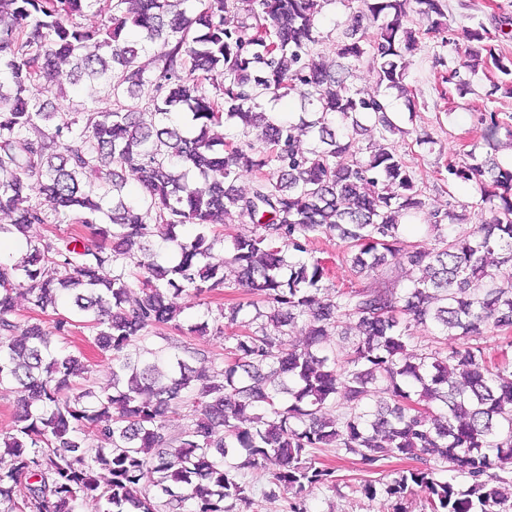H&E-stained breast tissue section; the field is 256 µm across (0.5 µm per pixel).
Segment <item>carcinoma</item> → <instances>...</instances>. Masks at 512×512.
Masks as SVG:
<instances>
[{
	"instance_id": "carcinoma-1",
	"label": "carcinoma",
	"mask_w": 512,
	"mask_h": 512,
	"mask_svg": "<svg viewBox=\"0 0 512 512\" xmlns=\"http://www.w3.org/2000/svg\"><path fill=\"white\" fill-rule=\"evenodd\" d=\"M0 0V237L26 241L20 257L0 259V385L18 394L12 433L0 434V504L9 512H73L81 499L98 512H243L252 488L244 468H272L266 499L284 495L289 512H307V492L336 487L335 470L313 455L334 447L367 472L396 456L418 462L362 490L398 503L418 493L430 512H505L495 473L512 465V164L464 153L448 174L474 181L471 206L489 219L448 233L451 211L431 213L434 243L406 245L405 218L426 202L413 171L388 135L397 127L384 99L403 94L405 53L448 31L440 0H360L356 24L315 61L316 17L330 0ZM427 21L404 26L411 3ZM109 15L87 28L73 17ZM157 46L152 73L139 52ZM457 67L442 82L463 85L460 70L496 69L487 99L512 97V59L483 27L464 33ZM369 57L372 93L348 78ZM71 66L64 70L61 64ZM52 76L57 86L86 79L113 106L71 115L48 112L28 96ZM153 88L151 105L139 94ZM298 98V121L265 103ZM184 113L175 124L171 114ZM236 137L216 133L226 123ZM483 139L512 138V116L478 114ZM308 136L313 147L297 142ZM254 173L243 192L236 181ZM99 172L102 181L82 176ZM200 176L205 187L195 186ZM143 198L127 197L128 179ZM86 236H39L50 224L33 186ZM231 213L250 229L231 255L213 254V226ZM194 225L190 241L180 229ZM335 238L360 288L325 286L319 260L288 262L318 236ZM401 257L421 275L396 289L384 269ZM138 296L129 302L131 286ZM240 288L248 295L218 309L222 365L183 337L208 322L184 324L169 300ZM32 309L79 319L93 344L112 353V391L74 388L86 369L58 351L41 322L15 318L18 297ZM357 338L341 358L332 337ZM304 325L292 348L283 337ZM171 328L176 336L160 334ZM433 340L415 343L414 330ZM231 335H224V330ZM501 333V357L487 351ZM160 356L133 345L149 334ZM198 361L210 367H196ZM344 412L328 417L329 409ZM187 407L191 418L168 432ZM434 463H429L428 458ZM153 474L152 488L142 485ZM456 472L458 482L448 477Z\"/></svg>"
}]
</instances>
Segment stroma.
Instances as JSON below:
<instances>
[{"mask_svg": "<svg viewBox=\"0 0 512 512\" xmlns=\"http://www.w3.org/2000/svg\"><path fill=\"white\" fill-rule=\"evenodd\" d=\"M442 5L451 23L449 45H441L436 38L422 39L406 57L410 98L393 93L388 101L394 121L406 131L397 146L411 166L429 209L466 212V221L457 227L458 232L466 233L483 223L486 216L470 207L476 195L475 184L449 181L446 166L457 159L463 145L480 142L477 114L487 104L485 92L489 82L484 74L467 72L461 76L464 90L452 91L442 84L440 74L444 68L454 66L453 44L461 40L463 30L478 26L495 30L502 18H512V0H442ZM358 7L357 0H332L324 6L317 17L321 41L313 50L315 60L333 59L335 44L350 26ZM30 94L48 100L56 111L70 112L91 107L93 92L83 84L70 85L59 92L53 79L47 78ZM423 133L429 136V143L417 144L416 135ZM53 344L57 349L81 352L87 357L90 370L76 377L77 387L99 390L111 383L112 360L94 347L89 329L73 327L68 336H54ZM316 456L319 462L334 468L337 486L311 489L307 496L308 512H392L391 501L381 496L370 499L359 492L358 486L367 474L356 458L333 448L318 449Z\"/></svg>", "mask_w": 512, "mask_h": 512, "instance_id": "35a3bbf8", "label": "stroma"}]
</instances>
